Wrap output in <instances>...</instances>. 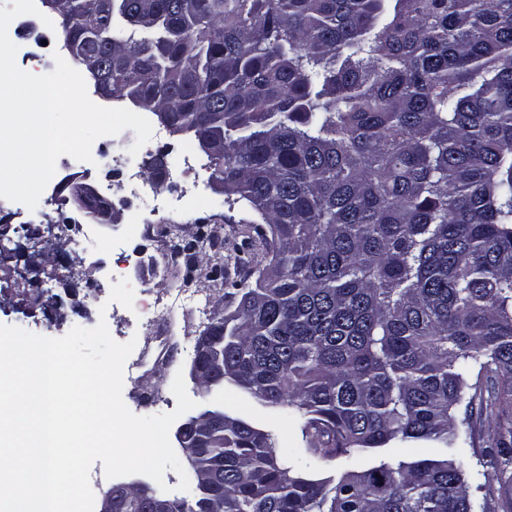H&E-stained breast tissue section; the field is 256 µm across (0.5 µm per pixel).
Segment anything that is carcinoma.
<instances>
[{
    "label": "carcinoma",
    "instance_id": "1",
    "mask_svg": "<svg viewBox=\"0 0 512 512\" xmlns=\"http://www.w3.org/2000/svg\"><path fill=\"white\" fill-rule=\"evenodd\" d=\"M59 26L112 57L102 89L173 103L263 247L199 365L299 423L305 456L208 408L176 512H474L448 449L473 443L463 401L512 412V0H71ZM406 442L438 452L363 466ZM489 456L512 465V420Z\"/></svg>",
    "mask_w": 512,
    "mask_h": 512
}]
</instances>
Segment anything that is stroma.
Here are the masks:
<instances>
[{"label": "stroma", "mask_w": 512, "mask_h": 512, "mask_svg": "<svg viewBox=\"0 0 512 512\" xmlns=\"http://www.w3.org/2000/svg\"><path fill=\"white\" fill-rule=\"evenodd\" d=\"M207 203L196 213L178 216L180 239L188 242L200 233L211 232L219 241L218 249L194 253L190 265L167 274H156L149 281H142L140 269L145 256L156 254L155 244L130 240L124 229L130 225L133 216H150L154 207L151 195H143L136 202L134 212L114 210L111 224L97 227L95 237L84 242V254L75 258L80 268L84 288L79 297L87 298L90 315L83 316L69 309H42V290L33 287L26 297H16L14 292H0V324L21 327L27 331L49 337L65 335L72 327L91 328L99 320L112 325V337L119 342L134 341L135 348L124 366L122 397L126 406L140 416L171 412L176 399L171 391L175 375H182L189 397L199 408L220 406L226 413L244 418L253 426L268 431L274 438V447L280 460L296 463L302 458L306 443L299 425L282 423L275 409L264 407L232 385H225L223 391L206 396L195 384L191 368L195 357V345L201 330L208 324L217 306L224 303L225 289L221 282L209 280L213 267L225 265L226 275L234 279L244 276L246 265H226L225 258L233 254L243 243L244 221L250 218V211L242 203L225 201L223 192L214 185H207ZM108 240V257L113 267L123 268L131 287H143L144 299L152 300L167 295L177 278L197 279L202 290L195 302L177 308L173 320L156 325L148 322L146 314L137 309H127L110 301L108 294L91 288L94 277L88 258L97 254L101 240ZM154 393L156 401L152 406L142 403L141 395ZM457 417H471L475 427L473 446L453 449L452 455L463 462L466 468L469 492L474 506L485 504L487 497L497 496L498 483L495 472L484 463V453L493 445L499 431L496 418L468 411L458 406Z\"/></svg>", "instance_id": "obj_1"}]
</instances>
